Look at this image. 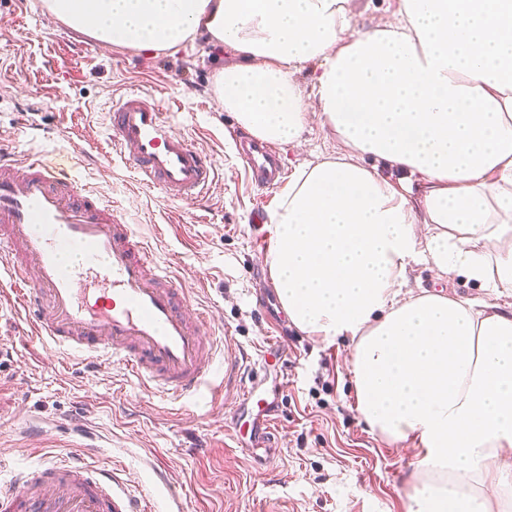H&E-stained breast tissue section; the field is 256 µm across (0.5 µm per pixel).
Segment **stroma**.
Returning <instances> with one entry per match:
<instances>
[{"mask_svg":"<svg viewBox=\"0 0 512 512\" xmlns=\"http://www.w3.org/2000/svg\"><path fill=\"white\" fill-rule=\"evenodd\" d=\"M238 57L198 43L170 53L103 45L44 14L41 0H0V143L17 155L73 151L83 134L93 150L74 174L120 210L162 263L193 290L195 305L220 318L214 362L225 380L222 409L209 392L179 399L148 392L121 367L89 372L81 357L55 361L50 343L0 326V478L70 456L71 427L86 430L113 466L150 485L161 464L186 512H408L416 450L373 434L355 409L351 345L329 344L297 329L280 305L255 245L280 190L256 186L230 140L237 123L216 81ZM139 90L161 100L178 131L204 139L219 179L202 204L174 203L138 184L120 159L105 161L107 112ZM336 140L310 122L301 146H279L285 173L331 155ZM264 298L265 307L255 305ZM277 356L264 352L269 342ZM258 383L277 429L272 448L238 446L234 426L252 417L238 398ZM48 438L33 441L30 426Z\"/></svg>","mask_w":512,"mask_h":512,"instance_id":"35a3bbf8","label":"stroma"}]
</instances>
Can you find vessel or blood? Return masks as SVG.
I'll list each match as a JSON object with an SVG mask.
<instances>
[{
  "instance_id": "vessel-or-blood-1",
  "label": "vessel or blood",
  "mask_w": 512,
  "mask_h": 512,
  "mask_svg": "<svg viewBox=\"0 0 512 512\" xmlns=\"http://www.w3.org/2000/svg\"><path fill=\"white\" fill-rule=\"evenodd\" d=\"M113 152L145 186L174 202L206 199L218 176L210 151L173 126L160 100L128 92L112 102ZM252 180L280 175L273 150L241 141ZM74 154L19 159L0 146V273L17 285L28 327L58 356L111 359L147 389L195 396L212 371L208 311L160 263L118 210L73 178ZM86 450L0 482V512H145L123 473Z\"/></svg>"
}]
</instances>
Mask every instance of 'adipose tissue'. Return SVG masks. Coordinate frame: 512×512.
<instances>
[{
  "label": "adipose tissue",
  "instance_id": "ef3b65f1",
  "mask_svg": "<svg viewBox=\"0 0 512 512\" xmlns=\"http://www.w3.org/2000/svg\"><path fill=\"white\" fill-rule=\"evenodd\" d=\"M98 42L231 46L217 93L258 139L334 156L291 174L266 261L292 324L352 342L357 411L417 443L410 512L512 504V310L406 290L410 269L512 291V0H397L353 28L354 0H42ZM313 66L316 116L294 79Z\"/></svg>",
  "mask_w": 512,
  "mask_h": 512
}]
</instances>
